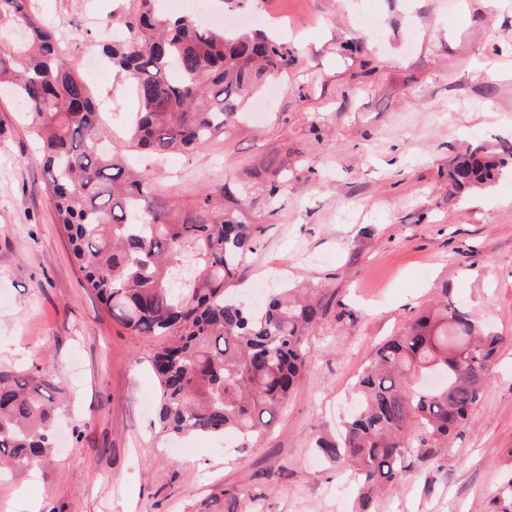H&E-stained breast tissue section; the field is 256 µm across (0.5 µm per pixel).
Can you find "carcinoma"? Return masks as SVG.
<instances>
[{
    "instance_id": "1",
    "label": "carcinoma",
    "mask_w": 512,
    "mask_h": 512,
    "mask_svg": "<svg viewBox=\"0 0 512 512\" xmlns=\"http://www.w3.org/2000/svg\"><path fill=\"white\" fill-rule=\"evenodd\" d=\"M127 37L104 50L137 103L136 145L155 154L190 151L224 134L264 79L296 61L288 44L260 32L229 36L160 0H130ZM0 92L26 115L41 146L53 205L85 288L112 321L136 336H165L154 355L159 433L229 434L246 447L270 427L307 364L306 331L317 302L281 290L256 308L231 291L254 250L256 228L205 194L180 218L160 200L151 170L126 168L105 147L110 131L78 63L32 0H0ZM512 146L457 158L458 190L490 186ZM506 338L479 329L448 301L421 311L380 343L356 388L358 404L336 441L317 447L352 470L360 506L399 481L416 448H436L468 422ZM62 393L35 368L0 370V475L20 473L55 445ZM512 512V475L498 488Z\"/></svg>"
}]
</instances>
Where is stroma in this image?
I'll use <instances>...</instances> for the list:
<instances>
[{
	"mask_svg": "<svg viewBox=\"0 0 512 512\" xmlns=\"http://www.w3.org/2000/svg\"><path fill=\"white\" fill-rule=\"evenodd\" d=\"M35 4L75 60L125 37L129 0ZM209 13L296 52L261 114L244 108L223 136L158 159L129 141L128 84L108 69L90 85L177 215L205 189H247L241 219L259 232L236 287L320 301L308 368L247 447L159 434L150 360L164 341L132 335L84 288L30 129L1 94L0 368L39 365L67 395L60 448L0 481V512H358L355 481L314 441L347 420L374 347L445 298L506 342L468 423L416 449L369 512H496L512 473V168L463 192L449 169L512 144V0H210ZM272 160L288 169L276 191Z\"/></svg>",
	"mask_w": 512,
	"mask_h": 512,
	"instance_id": "stroma-1",
	"label": "stroma"
}]
</instances>
